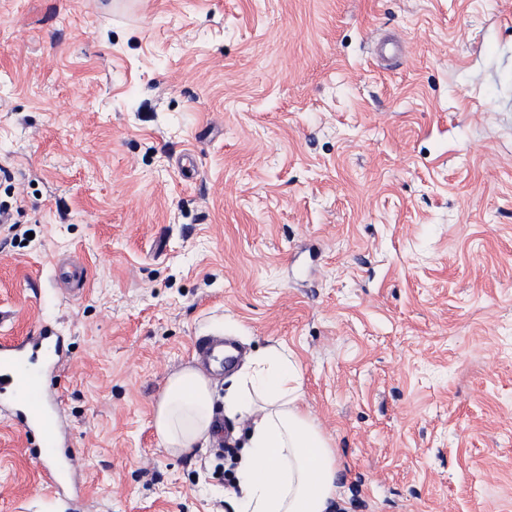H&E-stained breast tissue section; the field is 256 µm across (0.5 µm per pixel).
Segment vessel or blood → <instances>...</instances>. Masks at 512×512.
I'll return each instance as SVG.
<instances>
[{
    "mask_svg": "<svg viewBox=\"0 0 512 512\" xmlns=\"http://www.w3.org/2000/svg\"><path fill=\"white\" fill-rule=\"evenodd\" d=\"M64 338L59 332L45 330L39 335L0 342V404L23 419L29 431L40 433L39 454L48 458L42 477L50 499L75 505L78 486L72 480L73 463L63 455L50 419L55 401L45 400L42 378L53 370L62 353ZM197 356L208 358L212 369L233 366L237 354L233 346L201 336L193 343Z\"/></svg>",
    "mask_w": 512,
    "mask_h": 512,
    "instance_id": "obj_1",
    "label": "vessel or blood"
}]
</instances>
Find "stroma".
<instances>
[{
	"label": "stroma",
	"instance_id": "35a3bbf8",
	"mask_svg": "<svg viewBox=\"0 0 512 512\" xmlns=\"http://www.w3.org/2000/svg\"><path fill=\"white\" fill-rule=\"evenodd\" d=\"M0 168L78 512H234L153 429L212 332L299 362L331 512H512V0H0ZM35 442L0 416V512H53Z\"/></svg>",
	"mask_w": 512,
	"mask_h": 512
}]
</instances>
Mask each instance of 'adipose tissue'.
Segmentation results:
<instances>
[{
    "label": "adipose tissue",
    "mask_w": 512,
    "mask_h": 512,
    "mask_svg": "<svg viewBox=\"0 0 512 512\" xmlns=\"http://www.w3.org/2000/svg\"><path fill=\"white\" fill-rule=\"evenodd\" d=\"M224 411L250 426L236 469L235 512H329L336 452L304 403L291 354L269 346L233 377ZM214 425L210 381L188 367L172 375L157 403L154 430L171 453L207 442Z\"/></svg>",
    "instance_id": "obj_1"
}]
</instances>
